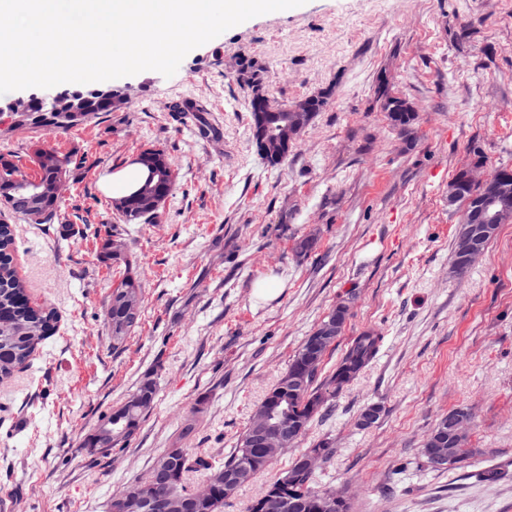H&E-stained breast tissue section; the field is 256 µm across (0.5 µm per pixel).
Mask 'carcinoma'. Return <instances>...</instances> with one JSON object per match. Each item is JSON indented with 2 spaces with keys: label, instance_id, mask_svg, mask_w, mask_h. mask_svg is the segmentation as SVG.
Masks as SVG:
<instances>
[{
  "label": "carcinoma",
  "instance_id": "cac0c4a2",
  "mask_svg": "<svg viewBox=\"0 0 512 512\" xmlns=\"http://www.w3.org/2000/svg\"><path fill=\"white\" fill-rule=\"evenodd\" d=\"M238 79L250 90L249 111L251 114L250 135L258 156L268 165L276 166L288 157L295 144L290 127L292 112L279 108L274 112L264 109V68L255 61L242 57L238 61ZM377 101L381 111L392 127L401 133H409L415 124L417 113L404 108L405 99L393 93L386 82L377 89ZM143 154L158 168L162 179L151 184L141 181L136 191L116 196L112 201L123 203V211L117 213L126 224L151 223L166 199L176 188L177 176L164 150L147 148ZM37 167V178L49 180L58 172L68 175L71 157L50 147H38L33 152ZM20 175L16 166L0 155V208L22 216L27 210L16 192L7 182ZM22 176V175H20ZM34 180L22 176V184L32 185ZM464 225H459L452 255V271L464 274L471 267L461 249ZM119 248L112 249V262L124 265L118 281L112 288L106 310V321L112 336V351L118 353L126 346L134 329L141 320L144 304L142 282L136 267L129 259L124 241L117 239ZM15 236L13 226L0 222V379L10 377L33 356L38 346L57 329L58 315L54 308L31 302L27 289L18 276L14 263ZM382 337L374 329H366L352 337L334 367L325 376L319 370L323 358L330 348L325 345L315 353L309 351L310 337H305L288 361V368L276 384L257 405L253 416L271 411L281 405L282 413L272 421L286 420L307 430L311 422L321 417L336 394L357 379L376 359ZM158 394L157 382L145 374L128 396L110 410L101 414L96 426L83 438V444L93 439L103 428L112 430V447L101 454L107 458L115 449L124 447L140 431L146 417L154 406ZM253 423H248L237 436L233 448L224 456L205 458L192 448H168L155 458L150 472L166 471L175 488L172 499L191 496L188 487L189 474L202 471L205 483L212 488L213 495L201 502L195 512H221L224 502L232 497L237 488L226 487L229 474L246 470L245 485L257 474L266 470L278 458L286 455V448H258L251 443ZM315 470H305L298 459L270 483L255 498L248 512H265L263 505L268 495L276 493L288 502L286 512H317L316 504L326 497H336L334 491H320L312 487ZM137 490L148 496L160 497V491L149 483V479H137L123 488V492L112 496V512H134L133 507L123 504L125 493Z\"/></svg>",
  "mask_w": 512,
  "mask_h": 512
}]
</instances>
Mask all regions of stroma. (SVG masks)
I'll return each instance as SVG.
<instances>
[{
    "label": "stroma",
    "instance_id": "1",
    "mask_svg": "<svg viewBox=\"0 0 512 512\" xmlns=\"http://www.w3.org/2000/svg\"><path fill=\"white\" fill-rule=\"evenodd\" d=\"M244 55L264 66L274 101L327 98L278 166L250 141ZM382 77L418 112L410 135L378 108ZM108 86L126 104L64 132L0 121V153L24 174L37 143L81 160L54 223L8 219L29 297L59 323L0 381V512H108L163 450L228 452L303 337L345 298L336 347L375 329V361L224 512H245L323 440L331 453L314 484L350 512H512V479L472 477L512 472V224L458 277L459 211L448 204L449 181L475 155L485 171L512 169V0H306L191 50L172 77L144 71ZM189 99L205 105L213 137L175 118ZM149 147L166 152L177 187L153 223L125 224L105 181ZM110 234L145 295L118 354L104 323ZM310 234L312 250L298 253ZM270 283L275 295L260 296ZM147 373L158 395L139 433L110 458L88 457L83 437ZM372 404L379 420L359 427ZM456 409L473 415L472 454L456 469L427 467L423 442Z\"/></svg>",
    "mask_w": 512,
    "mask_h": 512
}]
</instances>
